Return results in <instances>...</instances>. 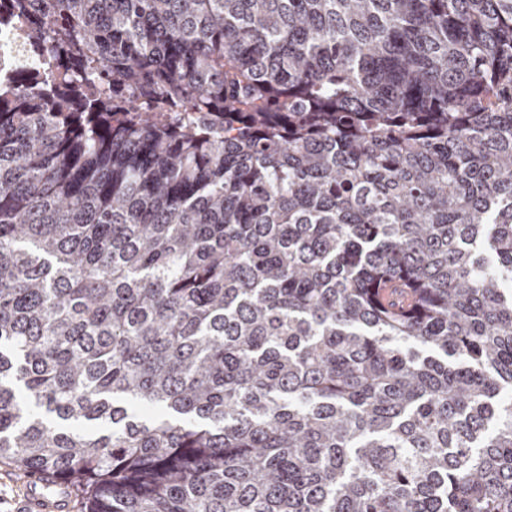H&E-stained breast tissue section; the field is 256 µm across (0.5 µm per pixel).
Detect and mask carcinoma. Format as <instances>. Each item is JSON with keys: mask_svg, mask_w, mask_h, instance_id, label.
<instances>
[{"mask_svg": "<svg viewBox=\"0 0 512 512\" xmlns=\"http://www.w3.org/2000/svg\"><path fill=\"white\" fill-rule=\"evenodd\" d=\"M0 462L84 512H512V0H10ZM37 55L19 31L7 38L0 36V81L13 82L23 78L42 83L45 76L39 68Z\"/></svg>", "mask_w": 512, "mask_h": 512, "instance_id": "cac0c4a2", "label": "carcinoma"}]
</instances>
